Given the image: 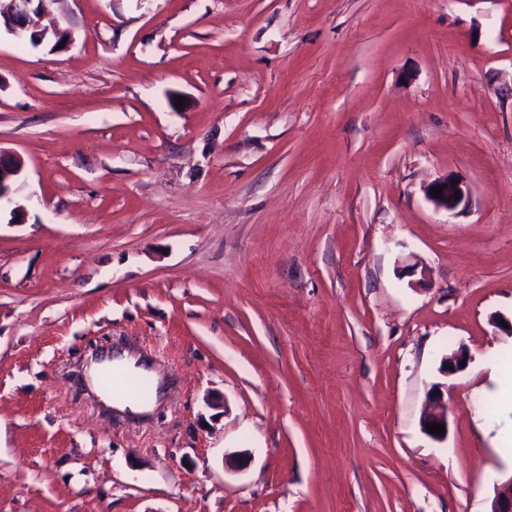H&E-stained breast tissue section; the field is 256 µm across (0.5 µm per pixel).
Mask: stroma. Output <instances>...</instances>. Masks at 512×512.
I'll use <instances>...</instances> for the list:
<instances>
[{"label":"stroma","mask_w":512,"mask_h":512,"mask_svg":"<svg viewBox=\"0 0 512 512\" xmlns=\"http://www.w3.org/2000/svg\"><path fill=\"white\" fill-rule=\"evenodd\" d=\"M47 18L69 45L0 32V151L24 163L0 206V512H488L512 475L490 322L512 316V0ZM450 172L461 212L426 197ZM104 340L161 367L150 413L79 382ZM443 187L442 196L434 198L431 189ZM460 193V196H457ZM428 199L437 209L455 211L459 207L465 208L469 202L470 190L464 179L457 174H448L433 181L426 189ZM430 410L421 419L420 425L424 433L436 442H443L448 436V405L440 394L431 393L429 396ZM440 424L445 426V432L442 435L430 433L427 425Z\"/></svg>","instance_id":"35a3bbf8"}]
</instances>
